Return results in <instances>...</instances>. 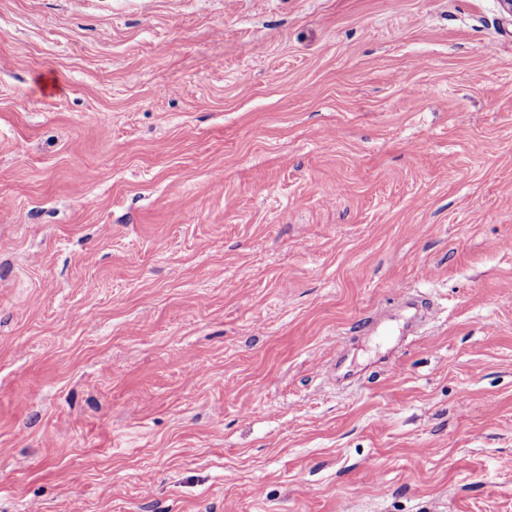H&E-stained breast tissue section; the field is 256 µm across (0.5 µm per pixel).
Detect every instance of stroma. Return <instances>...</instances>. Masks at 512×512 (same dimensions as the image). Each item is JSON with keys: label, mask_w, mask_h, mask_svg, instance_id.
Returning a JSON list of instances; mask_svg holds the SVG:
<instances>
[{"label": "stroma", "mask_w": 512, "mask_h": 512, "mask_svg": "<svg viewBox=\"0 0 512 512\" xmlns=\"http://www.w3.org/2000/svg\"><path fill=\"white\" fill-rule=\"evenodd\" d=\"M0 512H512L501 0H0Z\"/></svg>", "instance_id": "stroma-1"}]
</instances>
